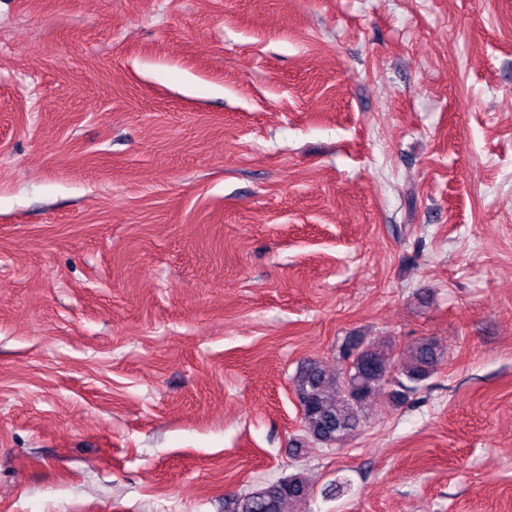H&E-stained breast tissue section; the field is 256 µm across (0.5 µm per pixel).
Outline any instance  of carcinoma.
Instances as JSON below:
<instances>
[{
  "label": "carcinoma",
  "instance_id": "obj_1",
  "mask_svg": "<svg viewBox=\"0 0 512 512\" xmlns=\"http://www.w3.org/2000/svg\"><path fill=\"white\" fill-rule=\"evenodd\" d=\"M362 352L371 359L372 367H363L360 356L345 345L342 356L349 365L343 375L331 373L314 361L304 364L296 375L294 389L309 443L328 447L350 435L360 423L364 405L387 383L393 386V403H405L434 374L443 358L432 340L418 343L401 364L385 350L371 345L362 348ZM308 496L306 480L292 474L251 492L231 495L225 500V512H297L298 505Z\"/></svg>",
  "mask_w": 512,
  "mask_h": 512
}]
</instances>
